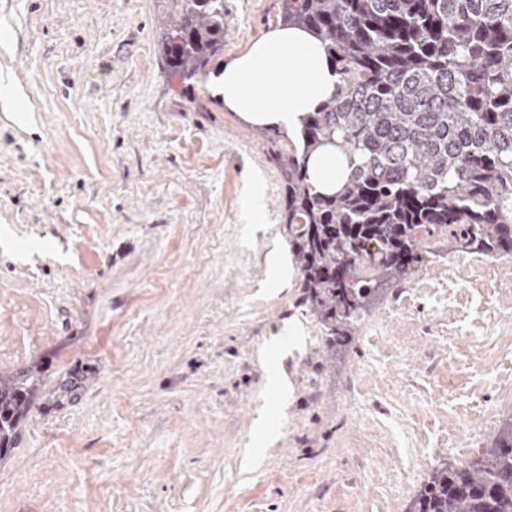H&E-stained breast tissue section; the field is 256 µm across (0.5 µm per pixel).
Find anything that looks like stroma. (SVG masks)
<instances>
[{
    "label": "stroma",
    "mask_w": 512,
    "mask_h": 512,
    "mask_svg": "<svg viewBox=\"0 0 512 512\" xmlns=\"http://www.w3.org/2000/svg\"><path fill=\"white\" fill-rule=\"evenodd\" d=\"M280 6L224 0L212 64ZM172 11L0 0V376H39L0 454V512H412L438 465L472 462L512 417V330L496 325L512 259L396 312L402 288L443 279L434 247L330 361L282 214L298 139L168 77Z\"/></svg>",
    "instance_id": "35a3bbf8"
}]
</instances>
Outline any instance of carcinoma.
I'll return each mask as SVG.
<instances>
[{
    "label": "carcinoma",
    "mask_w": 512,
    "mask_h": 512,
    "mask_svg": "<svg viewBox=\"0 0 512 512\" xmlns=\"http://www.w3.org/2000/svg\"><path fill=\"white\" fill-rule=\"evenodd\" d=\"M173 4L169 77L186 82L223 47L224 0ZM280 21L316 35L340 76L282 163L302 305L334 360L421 248L512 257V0H282ZM323 147L350 170L330 195L308 176ZM37 377L0 378V451ZM414 508L512 512V418L473 463L438 466Z\"/></svg>",
    "instance_id": "1"
}]
</instances>
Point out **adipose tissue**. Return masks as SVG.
<instances>
[{"mask_svg": "<svg viewBox=\"0 0 512 512\" xmlns=\"http://www.w3.org/2000/svg\"><path fill=\"white\" fill-rule=\"evenodd\" d=\"M338 84L323 42L305 29L277 26L225 64L207 87L247 122L296 132ZM308 173L316 190L330 194L348 169L342 155L324 149L312 155Z\"/></svg>", "mask_w": 512, "mask_h": 512, "instance_id": "obj_1", "label": "adipose tissue"}]
</instances>
